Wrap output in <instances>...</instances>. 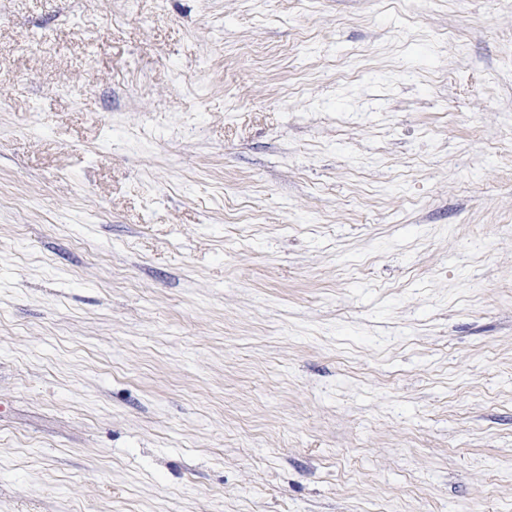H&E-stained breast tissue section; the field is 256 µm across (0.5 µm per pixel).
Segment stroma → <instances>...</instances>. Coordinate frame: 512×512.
Returning <instances> with one entry per match:
<instances>
[{
	"mask_svg": "<svg viewBox=\"0 0 512 512\" xmlns=\"http://www.w3.org/2000/svg\"><path fill=\"white\" fill-rule=\"evenodd\" d=\"M0 512H512V0H0Z\"/></svg>",
	"mask_w": 512,
	"mask_h": 512,
	"instance_id": "1",
	"label": "stroma"
}]
</instances>
